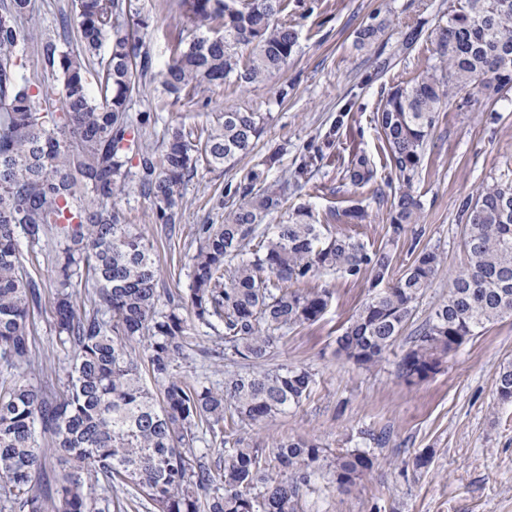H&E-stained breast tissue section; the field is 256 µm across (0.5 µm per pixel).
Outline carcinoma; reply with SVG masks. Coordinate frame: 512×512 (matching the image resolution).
I'll return each mask as SVG.
<instances>
[{"label": "carcinoma", "mask_w": 512, "mask_h": 512, "mask_svg": "<svg viewBox=\"0 0 512 512\" xmlns=\"http://www.w3.org/2000/svg\"><path fill=\"white\" fill-rule=\"evenodd\" d=\"M181 14L211 35L169 33L160 72L167 101L131 115L153 57L149 19L133 0H69L59 32L42 37L34 0H0V502L22 512H102L99 496L115 493L114 512H297L300 491L317 472L345 491L375 466L368 448L336 455L314 440L288 436L268 450L245 430L298 406L315 383L309 370L267 365L288 331L325 313L331 292L297 288L322 273L355 279L370 273L368 297L336 338V353L359 365L380 360L402 335L416 304L435 282L437 250L424 248L390 278L391 249L370 250L332 234L308 204L288 196L325 164L323 149L296 158L290 173L268 184L280 151L228 181L218 198L222 224H196L190 288L168 287L153 245L128 222L116 199L129 187L151 205L169 240L179 232L181 189L205 164L229 169L250 156L270 114L230 109L201 127L175 125L153 140L154 112L224 85L259 83L279 72L298 47L288 0H177ZM385 23L358 31L375 43ZM434 62L388 89L374 121L398 188L386 206L395 242L420 223L414 184L443 104L475 89L497 100L512 89V0H457L432 31ZM36 42L43 79L25 74L21 43ZM345 176L374 180L371 160L353 155ZM358 224L367 209L330 213ZM468 263L448 297L414 332L398 364L408 385L437 374L487 325L512 318V179L482 184L461 209ZM50 246L53 325L70 359L67 384L55 395L9 378L35 367L31 313L42 306L30 248ZM223 325L220 387L192 385L177 372L199 327ZM142 343L143 354L131 342ZM149 375L154 386L145 382ZM512 402V362L495 380ZM220 451L213 470L197 451L199 431ZM60 467L52 488L41 475ZM284 470L275 479L269 470Z\"/></svg>", "instance_id": "1"}]
</instances>
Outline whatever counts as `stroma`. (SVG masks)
Wrapping results in <instances>:
<instances>
[{
    "mask_svg": "<svg viewBox=\"0 0 512 512\" xmlns=\"http://www.w3.org/2000/svg\"><path fill=\"white\" fill-rule=\"evenodd\" d=\"M312 15L297 19L299 47L285 67L266 81L237 89L215 90L209 104L181 102L157 115L156 132L183 124L201 126L214 113L227 109L269 112L274 120L252 155L239 162L247 169L276 148L285 153L270 172L278 180L295 158L323 143L330 127H337L329 149L331 161L312 174L305 187L288 199L289 205L313 204L319 215L359 201L368 217L360 224L336 225L369 248L388 238L386 212L373 200L374 190L389 192V170L381 151L382 140L373 121L383 94L419 73L434 59L436 45L429 33L453 0H305ZM153 32L147 40L155 75L144 86L133 109L142 111L160 100L158 75L168 60L167 31L187 27L175 0H137ZM384 22L382 36L369 47L355 44L364 24ZM426 35L412 47L403 36L413 26ZM290 86L284 102H277L280 86ZM372 160L376 178L356 187L344 178L353 152ZM512 167V92L500 100H485L471 89L451 97L440 114L423 159V172L415 189L422 204L420 237L402 235L393 246V275H400L417 249L440 252L443 262L434 285L420 301L408 323L415 331L432 307L447 296L455 271L467 261L462 246L460 206L475 195L482 183ZM228 180L220 169L199 166L183 190L184 228L210 220L223 221L215 209L217 195ZM120 205L132 223L141 225L153 243L162 274L170 288L187 290L190 284L189 236L161 238L152 224L150 204L137 193L122 196ZM35 271L43 283L42 307L32 315L36 356L42 362L53 392H61L69 369L64 352L57 349L52 331L53 288L51 260L45 248H36ZM316 287L329 289L330 305L317 322L293 331L277 352L276 362L310 370L315 383L309 396L288 414L250 430L264 447L284 436L316 439L329 452L345 448H371L375 470L351 492L337 490L327 479L315 478L302 490L299 512H512V402L501 401L495 391L500 367L512 361V319L489 325L452 354L444 369L418 386L406 385L397 366L409 347L400 338L384 358L359 366L337 355L335 340L370 287L369 275L344 279L322 275ZM222 345L217 332L200 328L194 349L179 372L187 381L217 385L223 367L204 357L207 349ZM387 432L390 440L372 446L369 436ZM429 453L422 469L413 460Z\"/></svg>",
    "mask_w": 512,
    "mask_h": 512,
    "instance_id": "stroma-1",
    "label": "stroma"
}]
</instances>
